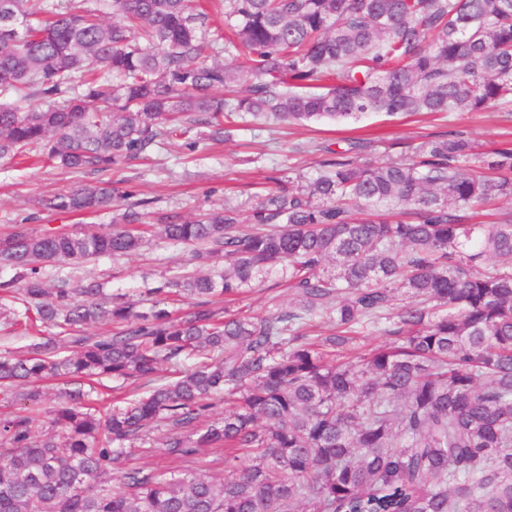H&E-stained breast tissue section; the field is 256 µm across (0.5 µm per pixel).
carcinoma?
Wrapping results in <instances>:
<instances>
[{
    "mask_svg": "<svg viewBox=\"0 0 512 512\" xmlns=\"http://www.w3.org/2000/svg\"><path fill=\"white\" fill-rule=\"evenodd\" d=\"M224 18L246 72L199 62L197 0H0V159L99 174L174 136L192 151L196 126L222 141L244 115L512 107V0H224ZM129 196L99 180L39 205L96 214ZM493 196L512 198V144L478 153L450 129L381 163L334 151L244 218L166 216L159 237L192 247L194 269L143 311L69 287L68 269L138 251L126 225L144 214L99 232L11 225L0 323L37 336L25 357L0 352V398L28 402L0 415V512H512V214L465 223ZM271 277L292 292L272 315L212 307ZM317 323L329 334L312 339ZM372 328L389 340L343 356ZM49 378L67 389L38 437ZM107 381L136 387L102 411ZM162 428L183 463L224 447V475L139 466L110 484L124 447Z\"/></svg>",
    "mask_w": 512,
    "mask_h": 512,
    "instance_id": "obj_1",
    "label": "carcinoma"
}]
</instances>
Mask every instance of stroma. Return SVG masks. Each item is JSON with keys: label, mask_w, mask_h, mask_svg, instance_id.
<instances>
[{"label": "stroma", "mask_w": 512, "mask_h": 512, "mask_svg": "<svg viewBox=\"0 0 512 512\" xmlns=\"http://www.w3.org/2000/svg\"><path fill=\"white\" fill-rule=\"evenodd\" d=\"M464 131L478 152L485 153L512 141V112L489 108L481 112L409 114L389 116L371 112L358 120L336 123L323 120L308 126L245 120L228 139L216 143L203 129L196 151L178 147L156 149L149 163L112 172L110 178L133 190L134 201L143 202L147 223L163 214L193 218L230 205L248 212L260 194L296 177L315 176L327 151L358 147L362 157L387 160L400 157L408 146L433 138L448 129ZM93 175L75 174L45 165L18 160L0 161V237L10 225L27 224L43 231L75 232L103 230L119 210L101 215L55 214L39 207L43 196L93 182ZM192 249L166 240L150 238L134 255L101 257L76 269L75 279H93L106 294H123L137 308H146L149 288L169 271L190 265ZM155 434L152 450L125 449L117 470L149 466L172 473L182 471L179 460L162 446Z\"/></svg>", "instance_id": "35a3bbf8"}]
</instances>
